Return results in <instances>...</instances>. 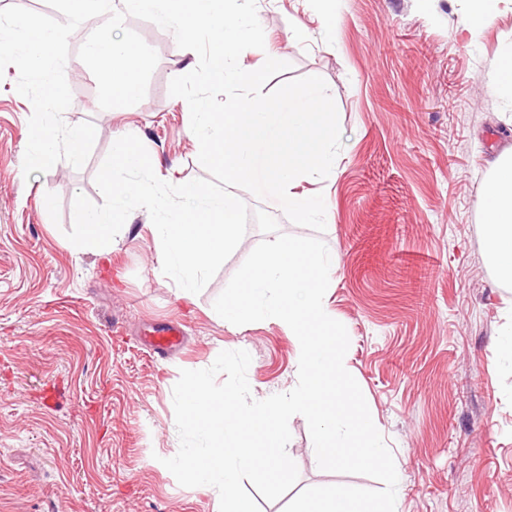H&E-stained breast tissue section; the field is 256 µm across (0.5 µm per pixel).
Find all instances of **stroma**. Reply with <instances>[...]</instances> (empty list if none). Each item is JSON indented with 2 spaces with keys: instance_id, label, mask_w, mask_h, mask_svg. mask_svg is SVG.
<instances>
[{
  "instance_id": "35a3bbf8",
  "label": "stroma",
  "mask_w": 512,
  "mask_h": 512,
  "mask_svg": "<svg viewBox=\"0 0 512 512\" xmlns=\"http://www.w3.org/2000/svg\"><path fill=\"white\" fill-rule=\"evenodd\" d=\"M466 0H257L265 47L239 61L289 63L265 85L322 77L339 115L335 180L316 179L330 209L321 238L338 270L328 307L344 324L346 369L359 384L399 474V512H512V284L490 265L478 191L490 163L512 148V107L492 61L512 43V0L478 34L457 27ZM336 15V37L321 31ZM158 54L145 98L100 109L97 83L71 35L64 121L91 122L81 168L59 161L23 173L32 105L0 76V512H218L213 495L176 481L162 460L179 443L172 390L181 370L243 349L253 398L293 389L297 346L286 327L239 330L213 303L265 233L256 223L193 299L178 297L155 251L145 209L133 212L107 255L68 248L77 195L102 203L95 175L112 134H136L156 175L206 177L172 78L195 52L172 32L127 18ZM180 322L181 349L150 353L145 329ZM296 490L379 488L359 474L322 470L308 423L289 421Z\"/></svg>"
}]
</instances>
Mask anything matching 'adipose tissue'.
<instances>
[{
    "label": "adipose tissue",
    "mask_w": 512,
    "mask_h": 512,
    "mask_svg": "<svg viewBox=\"0 0 512 512\" xmlns=\"http://www.w3.org/2000/svg\"><path fill=\"white\" fill-rule=\"evenodd\" d=\"M484 237L498 276L512 282V150L491 165L478 193Z\"/></svg>",
    "instance_id": "1"
}]
</instances>
